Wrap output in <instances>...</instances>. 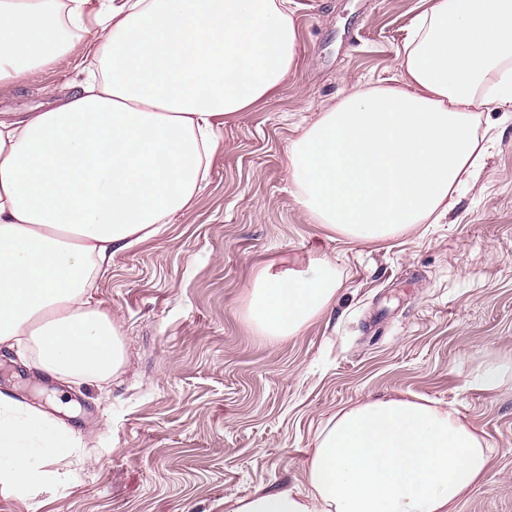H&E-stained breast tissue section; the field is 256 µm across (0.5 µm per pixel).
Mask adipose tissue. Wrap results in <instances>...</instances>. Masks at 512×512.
<instances>
[{
    "mask_svg": "<svg viewBox=\"0 0 512 512\" xmlns=\"http://www.w3.org/2000/svg\"><path fill=\"white\" fill-rule=\"evenodd\" d=\"M291 0H0V87L67 64L61 104L0 118V347L54 376L106 379L123 343L91 290L113 256L154 236L202 190L219 118L293 68ZM401 85L359 88L288 149L296 201L359 241L446 214L480 159L482 108L512 105V0H427L397 55ZM336 292L335 266L264 269L249 321L297 335ZM74 436L0 395V483L41 482ZM494 447L451 405L370 400L337 414L306 491L259 490L232 512H458Z\"/></svg>",
    "mask_w": 512,
    "mask_h": 512,
    "instance_id": "ef3b65f1",
    "label": "adipose tissue"
}]
</instances>
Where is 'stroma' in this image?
Listing matches in <instances>:
<instances>
[{
	"instance_id": "obj_1",
	"label": "stroma",
	"mask_w": 512,
	"mask_h": 512,
	"mask_svg": "<svg viewBox=\"0 0 512 512\" xmlns=\"http://www.w3.org/2000/svg\"><path fill=\"white\" fill-rule=\"evenodd\" d=\"M422 0H293L297 63L270 96L224 117L192 207L116 254L93 296L124 344L105 382L66 384L0 349V391L71 429L76 445L0 512H229L264 489L305 487L337 412L376 398L455 406L495 448L459 512H512V106L479 115L487 156L438 224L359 244L314 223L286 173L304 126L353 87L393 85ZM75 73L0 88V113L58 104ZM330 257L337 289L298 335L248 322L269 263L302 275Z\"/></svg>"
}]
</instances>
